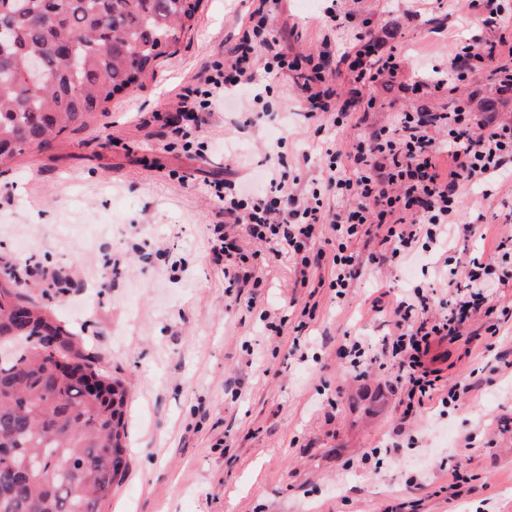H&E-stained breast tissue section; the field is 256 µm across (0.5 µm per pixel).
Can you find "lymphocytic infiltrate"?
I'll return each instance as SVG.
<instances>
[{
  "instance_id": "f902f5d3",
  "label": "lymphocytic infiltrate",
  "mask_w": 512,
  "mask_h": 512,
  "mask_svg": "<svg viewBox=\"0 0 512 512\" xmlns=\"http://www.w3.org/2000/svg\"><path fill=\"white\" fill-rule=\"evenodd\" d=\"M281 0H260L222 70L205 67L195 86L185 88L175 107L182 117L204 124L214 101L240 98L263 102L261 86L293 74L306 106L307 119L321 134L322 179L301 192L286 178L273 177L247 190L234 181L214 183L224 214L212 229V251L224 260V275L234 288H259L261 264L250 261L242 239L252 240L266 254L292 259L295 284L306 288L314 274L329 268V288L345 302L366 265L381 266L391 258L412 259L425 252L439 266L440 288H409L389 312L393 330L373 349L364 339H352L347 365L352 371L392 367L403 392L404 416L419 415L427 403L457 405L474 390L473 380L446 387L430 356L434 345L454 343L473 318L486 334L497 335L501 316L487 288L512 282V264L474 258L463 273L447 269L448 237L482 236L484 227L464 222V188L512 175V125L477 119L465 100L445 112L415 109L401 112L396 124L358 136L349 152L337 147L336 133L349 126L361 110L371 107L365 90L377 82L402 76L403 59L396 48L378 51L376 39L358 34L341 50H324L313 57L297 51L286 27L278 26ZM487 36L455 45L448 66L412 81L411 92H442L469 76L488 72L501 92H512V0H469ZM346 66L354 86L348 98L335 90L338 66ZM444 130V139L433 130ZM339 209H332V200ZM446 315L431 316L433 306Z\"/></svg>"
}]
</instances>
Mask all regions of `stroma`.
Instances as JSON below:
<instances>
[{"mask_svg":"<svg viewBox=\"0 0 512 512\" xmlns=\"http://www.w3.org/2000/svg\"><path fill=\"white\" fill-rule=\"evenodd\" d=\"M334 1L356 22L331 33L324 10ZM255 5L201 0L193 28L139 85L0 173V275L15 274L25 298L129 392L127 472L103 512H512V319L494 339L435 347L444 384L471 377L482 386L447 413L432 406L406 420L394 370L354 375L337 350L355 336L377 346L387 334L384 317L364 313L366 297L381 291L396 303L411 279L438 287L434 272L366 270L340 305L329 288L312 297L295 287L293 266L273 260L252 309L250 290L230 287L215 261L209 227L222 216L208 181L249 180L279 154L301 187L321 176L320 140L286 76L266 96L284 123L248 127L241 104L219 102L196 146L167 126L170 103L202 64L227 58ZM466 5L425 0L419 22L402 0H283L280 12L296 50L311 55L327 37L349 44L356 23L369 21L414 77L446 67L454 42L478 34ZM367 93L376 104L340 133V149L397 113L444 112L457 97L512 121V97L484 77L454 96L418 100L380 82ZM487 192L465 196V218L481 213L512 231V191L492 183ZM29 260L71 269L75 286L29 280ZM263 307L287 315L281 336H268Z\"/></svg>","mask_w":512,"mask_h":512,"instance_id":"stroma-1","label":"stroma"}]
</instances>
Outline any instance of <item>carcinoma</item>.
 Returning <instances> with one entry per match:
<instances>
[{"mask_svg":"<svg viewBox=\"0 0 512 512\" xmlns=\"http://www.w3.org/2000/svg\"><path fill=\"white\" fill-rule=\"evenodd\" d=\"M200 0H0V167L47 146L135 87L191 28ZM39 59L37 84L23 72ZM0 287V342L50 330L61 360L28 347L0 357V512H101L124 477L123 384L99 372L65 326Z\"/></svg>","mask_w":512,"mask_h":512,"instance_id":"carcinoma-1","label":"carcinoma"}]
</instances>
